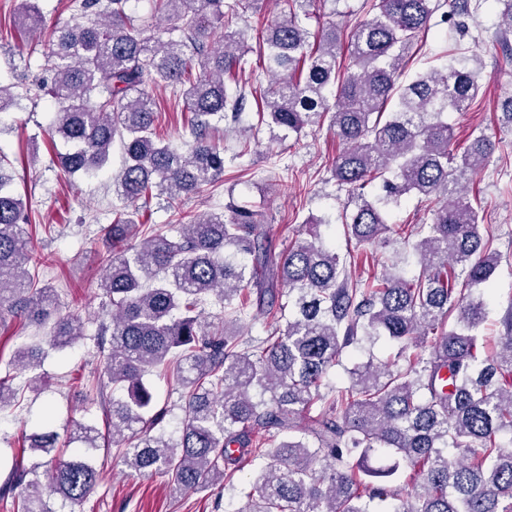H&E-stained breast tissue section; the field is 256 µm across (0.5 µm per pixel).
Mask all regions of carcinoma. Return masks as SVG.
Masks as SVG:
<instances>
[{"label":"carcinoma","instance_id":"obj_1","mask_svg":"<svg viewBox=\"0 0 512 512\" xmlns=\"http://www.w3.org/2000/svg\"><path fill=\"white\" fill-rule=\"evenodd\" d=\"M74 2V22L51 30L46 52L51 136L71 144L58 156L67 176L104 169L118 139L125 202L165 195L177 209L205 192L224 175V150L208 138L212 121H236L257 93L230 90L224 76L254 51L271 77L258 123L272 138L327 123L340 141L334 175L352 205L347 243L389 244L385 212L405 195L427 203L432 219L415 229L418 273L363 282L313 231L272 248L251 206L230 202L228 217L180 211L175 236L165 224L116 218L95 345L102 376L124 395L101 398L103 433L71 420L73 454L54 431L26 437L41 460L13 464L0 499L17 512H56L53 496L79 503L100 481L95 451L112 445L128 472L161 474L187 492L230 480L244 460L262 462L236 512H512V305L499 335L486 336L483 289L500 253L481 231V201L466 190L494 144L480 133L454 148L448 125V113L467 111L481 86L467 65L403 78L441 0H379L352 25L344 73L339 26L329 21L315 33L303 25L315 0H281L280 13L259 22L254 48L232 23L258 0H153L155 16L182 22L166 40L132 19L129 0ZM20 22L41 27L36 0H21ZM159 84L179 91L191 112L180 148L157 133L151 91ZM377 180L381 193L367 196ZM12 181L0 157V321L50 327L14 351L0 375V411L22 396L12 370L34 371L48 352L85 336L82 319L59 311L55 289L29 271L47 259L30 247ZM210 294L224 304L215 325L200 310ZM251 309L285 324L243 342L238 322ZM372 336L399 343L404 365L358 360L345 386L328 388L344 350ZM425 344L427 356L409 353ZM154 372L175 378L184 400L175 438L163 431L167 407L145 379ZM273 430L285 438L275 441ZM381 450L396 458L385 470L371 465ZM401 467L410 473L399 492L387 478Z\"/></svg>","mask_w":512,"mask_h":512}]
</instances>
